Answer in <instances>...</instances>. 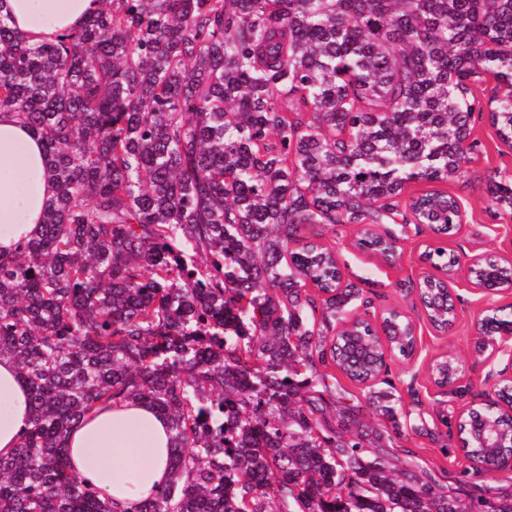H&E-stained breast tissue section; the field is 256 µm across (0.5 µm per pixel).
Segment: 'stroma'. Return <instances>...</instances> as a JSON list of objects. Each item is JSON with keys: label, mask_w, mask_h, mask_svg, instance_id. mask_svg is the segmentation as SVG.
Returning <instances> with one entry per match:
<instances>
[{"label": "stroma", "mask_w": 512, "mask_h": 512, "mask_svg": "<svg viewBox=\"0 0 512 512\" xmlns=\"http://www.w3.org/2000/svg\"><path fill=\"white\" fill-rule=\"evenodd\" d=\"M471 139L474 147L465 175L444 186L462 205L464 219L457 233L439 239L428 227L407 225L399 240L402 258L394 266L376 262L353 247L356 225H336L322 239L335 252L345 281L362 288L364 298L370 300L371 318L396 309L415 321L421 338L415 353L407 360L394 359L384 375L403 411L396 423L393 454L399 463L420 464L440 485L455 488L466 503L489 490L512 496V472L476 470L463 450L460 431L464 412L484 403L486 377L511 359L504 352L482 350L474 326L487 310L512 307V294L482 292L468 281L465 270H458L449 283L459 298L458 319L448 331L440 332L424 316L413 283L423 268L421 254L432 242L459 254L464 263L476 257L512 261V209L496 204L492 195L495 184L512 181V148L499 140L484 116L476 117ZM448 354L458 358L467 383L461 390L445 393L435 386L430 368ZM421 418L428 432H417Z\"/></svg>", "instance_id": "35a3bbf8"}]
</instances>
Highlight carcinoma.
Masks as SVG:
<instances>
[{"label": "carcinoma", "instance_id": "cac0c4a2", "mask_svg": "<svg viewBox=\"0 0 512 512\" xmlns=\"http://www.w3.org/2000/svg\"><path fill=\"white\" fill-rule=\"evenodd\" d=\"M93 2L39 44L0 13V112L43 141L56 180L39 233L0 254V357L31 406L0 455V512H512V497L465 505L393 465L386 427L341 404L317 364L371 382L385 352L314 231L359 224L391 246L399 232L376 228L458 229L448 192L403 194L464 175L470 84L488 76L512 147V0ZM493 273L506 277L488 259L471 276ZM440 286L419 290L443 328L455 306ZM385 320L409 356V319ZM125 400L172 432L168 483L128 508L66 451L83 417ZM397 402L369 397L390 422ZM472 414L500 446L466 423L470 455L512 447V416Z\"/></svg>", "mask_w": 512, "mask_h": 512}]
</instances>
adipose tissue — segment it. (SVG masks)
Here are the masks:
<instances>
[{
  "label": "adipose tissue",
  "mask_w": 512,
  "mask_h": 512,
  "mask_svg": "<svg viewBox=\"0 0 512 512\" xmlns=\"http://www.w3.org/2000/svg\"><path fill=\"white\" fill-rule=\"evenodd\" d=\"M92 0H5L30 42L52 39L81 25ZM55 190L40 139L13 113H0V253L14 252L39 229L44 202ZM30 425L27 389L15 364L0 358V455L17 447ZM171 432L167 418L142 401L99 406L67 437L71 468L111 501L149 499L170 478Z\"/></svg>",
  "instance_id": "obj_1"
}]
</instances>
